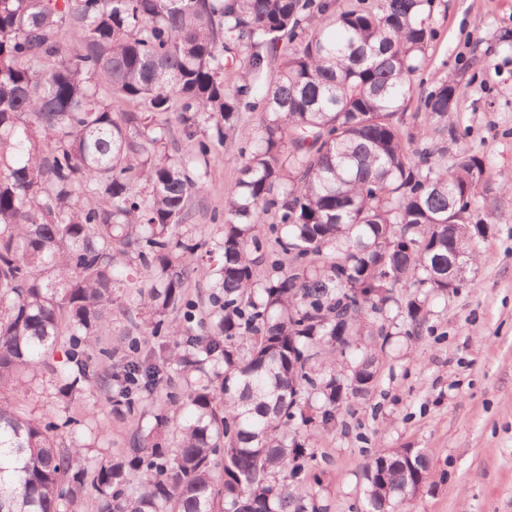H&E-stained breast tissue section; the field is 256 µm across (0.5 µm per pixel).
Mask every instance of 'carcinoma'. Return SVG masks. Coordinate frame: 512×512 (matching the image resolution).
I'll list each match as a JSON object with an SVG mask.
<instances>
[{
  "mask_svg": "<svg viewBox=\"0 0 512 512\" xmlns=\"http://www.w3.org/2000/svg\"><path fill=\"white\" fill-rule=\"evenodd\" d=\"M432 0H0V512H317L288 483L304 444L290 433L336 422L378 378L396 294L404 335L428 298L462 284L491 230L484 156L460 148L453 75L419 98L435 37ZM241 56L224 84V55ZM277 64L262 96L258 74ZM256 112L244 126L242 115ZM194 153L167 150L171 122ZM243 135V163L212 246L188 227L208 165ZM211 281L199 331L187 288ZM130 292L119 296L118 289ZM118 303L151 335L131 337L118 373L98 368ZM63 364H54L57 349ZM48 370L55 398L95 389L117 413L179 402L137 424L131 445L88 466L4 393ZM421 448H392L365 471L366 512H406L428 480Z\"/></svg>",
  "mask_w": 512,
  "mask_h": 512,
  "instance_id": "carcinoma-1",
  "label": "carcinoma"
}]
</instances>
